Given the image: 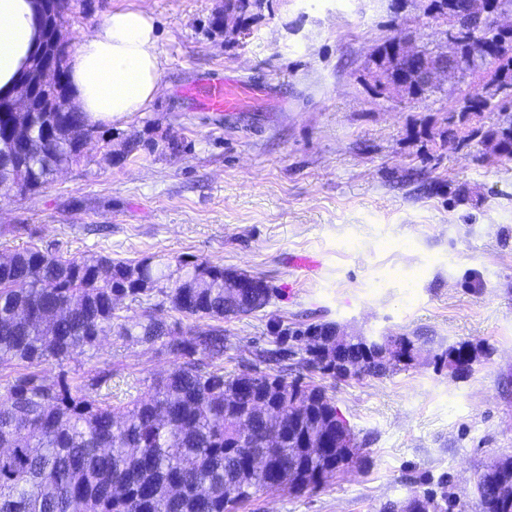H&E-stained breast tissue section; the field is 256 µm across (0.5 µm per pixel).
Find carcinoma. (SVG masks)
Returning a JSON list of instances; mask_svg holds the SVG:
<instances>
[{"instance_id": "obj_1", "label": "carcinoma", "mask_w": 512, "mask_h": 512, "mask_svg": "<svg viewBox=\"0 0 512 512\" xmlns=\"http://www.w3.org/2000/svg\"><path fill=\"white\" fill-rule=\"evenodd\" d=\"M263 0H226L223 14L243 16ZM65 6L39 17L42 34L66 21ZM466 48L481 56L492 31L463 18L453 25ZM67 50L57 52L58 87L34 95L35 112H0V197L23 196L43 187L63 166L80 163L84 142L96 126L81 112L64 110L68 91ZM496 103L471 95L460 111L472 116ZM497 153L512 156V114L487 135ZM255 276L207 261L136 262L110 256H68L29 247L0 253V372L22 368L0 391V512H239L254 494L281 490L302 495L327 484L353 463L336 449L300 448L336 442L342 423L353 448L354 433L335 400L316 385L289 381L253 369L224 374L227 318L265 308L272 289L237 286ZM190 320L186 328L153 316L117 313L128 299L140 305L154 293ZM332 323L276 327L268 358L296 354L307 367L337 378L384 376L418 361L419 348L405 335L369 341L353 335L341 355L327 347ZM113 336L160 345L174 367L152 384L146 398L118 403L91 395L74 378L47 381L45 364L61 363L95 349ZM476 358L466 344L445 349L438 360L456 374ZM303 399L294 403L292 397ZM503 469L484 475L478 495L488 512H512V500L494 502L486 493ZM432 512H448V490L413 492Z\"/></svg>"}]
</instances>
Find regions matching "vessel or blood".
Returning a JSON list of instances; mask_svg holds the SVG:
<instances>
[{"label":"vessel or blood","instance_id":"vessel-or-blood-1","mask_svg":"<svg viewBox=\"0 0 512 512\" xmlns=\"http://www.w3.org/2000/svg\"><path fill=\"white\" fill-rule=\"evenodd\" d=\"M267 95L264 87L245 79H228L214 75L193 97L199 110L232 114L245 112Z\"/></svg>","mask_w":512,"mask_h":512}]
</instances>
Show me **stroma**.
<instances>
[{
    "mask_svg": "<svg viewBox=\"0 0 512 512\" xmlns=\"http://www.w3.org/2000/svg\"><path fill=\"white\" fill-rule=\"evenodd\" d=\"M135 5L159 28L155 100L100 127L38 192L0 198V252L182 257L261 277L276 290L267 307L224 323L228 374L265 369L278 325L413 337L419 363L383 377L280 363L334 398L366 463L301 496L258 493L241 512H378L443 479L448 512H476L475 473L512 449V158L484 140L512 97L464 140L458 112L484 76L438 77L418 100L378 93L372 58L389 38L449 50L430 0H265L243 35L211 28L224 0H71L68 42ZM217 69L270 86L269 101L198 111L189 92ZM462 343L477 358L457 378L434 356ZM172 366L161 347L107 336L43 373L108 367L97 394L144 398Z\"/></svg>",
    "mask_w": 512,
    "mask_h": 512,
    "instance_id": "35a3bbf8",
    "label": "stroma"
}]
</instances>
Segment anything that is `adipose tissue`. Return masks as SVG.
Instances as JSON below:
<instances>
[{
  "label": "adipose tissue",
  "instance_id": "adipose-tissue-1",
  "mask_svg": "<svg viewBox=\"0 0 512 512\" xmlns=\"http://www.w3.org/2000/svg\"><path fill=\"white\" fill-rule=\"evenodd\" d=\"M39 42L34 0H0V92L10 93ZM161 70L156 19L145 8L115 9L77 40L70 88L89 123L112 125L154 101Z\"/></svg>",
  "mask_w": 512,
  "mask_h": 512
}]
</instances>
